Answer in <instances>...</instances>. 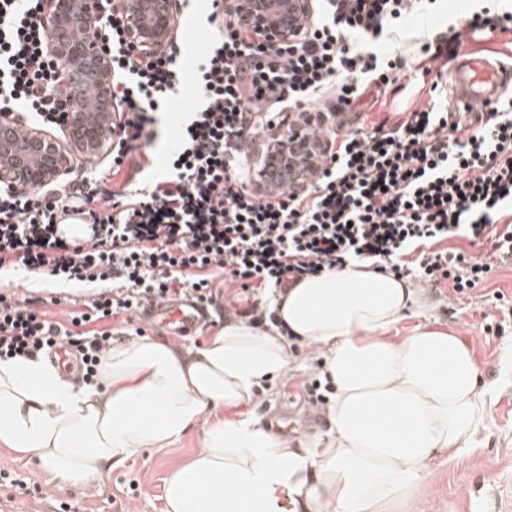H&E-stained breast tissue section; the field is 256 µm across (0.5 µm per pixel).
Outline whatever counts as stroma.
<instances>
[{"label": "stroma", "mask_w": 512, "mask_h": 512, "mask_svg": "<svg viewBox=\"0 0 512 512\" xmlns=\"http://www.w3.org/2000/svg\"><path fill=\"white\" fill-rule=\"evenodd\" d=\"M208 10L207 0H191L179 15L177 40L182 45L185 79L159 115L161 135L153 148L157 176L165 173L179 124L195 104L194 68L210 40L205 22ZM484 11L494 15L512 12V0H424L420 10L396 20L395 32L381 40L380 50L411 59L428 31ZM428 101V96L416 95L387 107L366 97L345 107L340 119L352 130L363 117L378 121L388 111L408 112L425 107ZM470 252L491 267L476 289L459 294L448 280L436 288L419 289L421 312L391 330L393 336L402 337L417 325L431 322L453 332L472 350L482 380L497 387L488 407L486 429L455 460L443 455L430 463L429 476L410 512H512V360L504 357L505 348L512 346V266L498 263L488 244L472 246ZM102 289L99 283L59 282L46 272L21 266L0 268V292L19 300L42 299L52 320L65 329L78 311V301ZM288 357L287 376L264 382L247 408L261 421L284 413L289 393L305 390L310 373L321 366L320 357L303 345L290 344ZM202 435V424H195L176 445L143 451L103 471L98 482L86 488L55 478L37 460H21L0 448V470L15 480L11 486L0 484V512H67L71 507L79 512H163L170 470L190 459Z\"/></svg>", "instance_id": "stroma-1"}]
</instances>
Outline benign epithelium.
Here are the masks:
<instances>
[{"mask_svg": "<svg viewBox=\"0 0 512 512\" xmlns=\"http://www.w3.org/2000/svg\"><path fill=\"white\" fill-rule=\"evenodd\" d=\"M176 0H109L110 9L122 13L123 38L145 53L162 49L173 41L178 26ZM242 25L259 44L276 46L294 40L314 19L311 0H234ZM105 13L103 0H46L44 24L48 30V53L60 60L83 62L89 81L79 96L64 100L60 119L62 135L43 127L17 123L0 114V183H19L37 189L66 181L74 171L76 157L99 155L112 137V55L99 21ZM302 123L288 132L279 149L286 153L288 177L299 186L300 169L306 159L325 149L324 142L305 134Z\"/></svg>", "mask_w": 512, "mask_h": 512, "instance_id": "1", "label": "benign epithelium"}]
</instances>
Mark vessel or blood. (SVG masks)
Here are the masks:
<instances>
[{
    "instance_id": "1",
    "label": "vessel or blood",
    "mask_w": 512,
    "mask_h": 512,
    "mask_svg": "<svg viewBox=\"0 0 512 512\" xmlns=\"http://www.w3.org/2000/svg\"><path fill=\"white\" fill-rule=\"evenodd\" d=\"M450 72L452 99L456 107L498 103L508 84L512 83V68L498 61L459 50ZM149 325L165 327L173 337L188 336L211 319L209 309L192 300L178 302L154 301L144 304L140 314Z\"/></svg>"
}]
</instances>
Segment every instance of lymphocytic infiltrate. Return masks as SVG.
Here are the masks:
<instances>
[{
  "mask_svg": "<svg viewBox=\"0 0 512 512\" xmlns=\"http://www.w3.org/2000/svg\"><path fill=\"white\" fill-rule=\"evenodd\" d=\"M211 38L196 65V105L167 174L148 185L109 183L132 152L137 171L153 165L156 114L181 86L178 44L142 54L122 39L121 18L104 19L112 49L116 111L112 165L88 169L81 183L55 191L0 189V266L47 270L65 282H111L93 294L64 331L37 300L0 293V361L77 346L83 377H96L114 337L147 302L193 294L213 302V271L240 285L250 324L273 320L268 305L288 284L359 263L426 286L475 288L488 271L466 244L491 242L512 265V103L469 117L439 97L357 129L315 123L327 141L302 189L270 198L253 187L244 143L291 127L288 114L316 104L327 117L368 88L384 94L401 59L375 52L392 21L421 0H323V13L298 41L253 42L239 19L210 0ZM44 0H0V112L53 123L71 93L74 65L47 52ZM459 34L427 36L416 56L424 74L443 71ZM80 209L82 236L58 233L62 215ZM114 330L85 326L114 317Z\"/></svg>",
  "mask_w": 512,
  "mask_h": 512,
  "instance_id": "lymphocytic-infiltrate-1",
  "label": "lymphocytic infiltrate"
}]
</instances>
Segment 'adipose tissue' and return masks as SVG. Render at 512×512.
<instances>
[{
	"label": "adipose tissue",
	"mask_w": 512,
	"mask_h": 512,
	"mask_svg": "<svg viewBox=\"0 0 512 512\" xmlns=\"http://www.w3.org/2000/svg\"><path fill=\"white\" fill-rule=\"evenodd\" d=\"M278 327L225 324L178 352L144 338L108 348L97 385H76L43 359L0 363V447L37 458L72 485L207 422L199 450L165 484L166 512H384L486 429L494 388L454 333L388 331L420 306L412 284L349 265L285 288ZM323 359L333 394L329 431L281 439L250 417L208 422L249 405L286 373L287 336Z\"/></svg>",
	"instance_id": "obj_1"
}]
</instances>
